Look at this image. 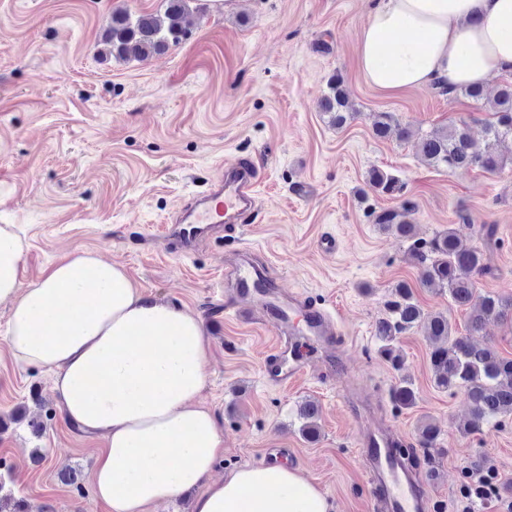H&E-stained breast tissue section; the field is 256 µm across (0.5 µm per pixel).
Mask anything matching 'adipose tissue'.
Segmentation results:
<instances>
[{"label":"adipose tissue","mask_w":512,"mask_h":512,"mask_svg":"<svg viewBox=\"0 0 512 512\" xmlns=\"http://www.w3.org/2000/svg\"><path fill=\"white\" fill-rule=\"evenodd\" d=\"M512 0H376L358 46L384 91L484 85L512 71ZM23 241L0 225V304L9 351L45 368L64 418L106 442L91 483L108 512H153L198 489L194 512H330L280 464L215 476L224 434L201 402L209 348L192 310L146 300L123 265L86 252L22 283Z\"/></svg>","instance_id":"adipose-tissue-1"}]
</instances>
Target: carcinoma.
I'll list each match as a JSON object with an SVG mask.
<instances>
[{
	"mask_svg": "<svg viewBox=\"0 0 512 512\" xmlns=\"http://www.w3.org/2000/svg\"><path fill=\"white\" fill-rule=\"evenodd\" d=\"M164 17L152 13L132 16L123 10L112 12V25L104 39L108 53L125 59L130 56L146 58L178 43L186 33V0H167ZM461 91L476 102L486 101L495 120L486 125L487 141L476 146L467 127H455L446 131H434L423 135L417 142L422 159L434 166L450 170L481 168L495 171L503 166L504 158L497 152V142L512 139V84L504 86L496 98L485 100L480 87L466 86ZM321 111L328 116L331 125L344 126L355 117L343 85V79L333 75L327 83V92L321 97ZM401 138L407 136L404 128L394 123L392 115L381 112L376 115L373 133L386 138L392 133ZM369 181L384 194L400 189L399 180L379 169L370 172ZM408 209L384 211L376 217L381 229L401 238L411 239V255L420 269V284L448 294V302L454 307L470 310L467 336L454 334L446 312H427L416 301L412 286L399 281L389 291L386 316L376 327L381 342V353L391 365H403L393 344L397 338L414 328L423 330L431 342L430 362L436 373V385L444 390L459 389L471 403V419L464 425L467 434L485 425H495L499 419L512 415V359L500 357L491 347L476 339L487 320L491 318L512 323V299L493 294L477 293L474 277L482 270V253L461 244L454 229L436 233L430 240L413 239L414 225L407 219ZM392 400L401 407L415 402L411 383L404 380L392 390ZM318 410L312 403L300 405L299 417L305 420L300 428L309 441L316 439L319 426ZM26 425L37 437L43 434V423L36 415L18 406L4 418L0 416V430L7 428L5 420ZM439 427L432 421L423 424L419 433V445L434 449L438 445ZM0 512H28L24 498L13 493L1 494Z\"/></svg>",
	"mask_w": 512,
	"mask_h": 512,
	"instance_id": "1",
	"label": "carcinoma"
}]
</instances>
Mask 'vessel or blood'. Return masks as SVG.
Returning <instances> with one entry per match:
<instances>
[{
    "label": "vessel or blood",
    "mask_w": 512,
    "mask_h": 512,
    "mask_svg": "<svg viewBox=\"0 0 512 512\" xmlns=\"http://www.w3.org/2000/svg\"><path fill=\"white\" fill-rule=\"evenodd\" d=\"M256 203L252 167L241 161L226 164L223 177L213 181L176 223L165 225L164 237L176 240L184 250H194L224 226L238 223ZM229 274L236 285L230 310L247 322L261 320L277 334L263 365L269 382L283 386L305 372L306 359L291 363L284 359L285 353L298 345L297 331L305 332L310 346H335L336 327L326 310L285 289L282 281L261 275L247 260L233 264ZM399 444L393 428L384 424L366 427L360 433L359 445L382 512H428V487L392 453Z\"/></svg>",
    "instance_id": "vessel-or-blood-1"
}]
</instances>
